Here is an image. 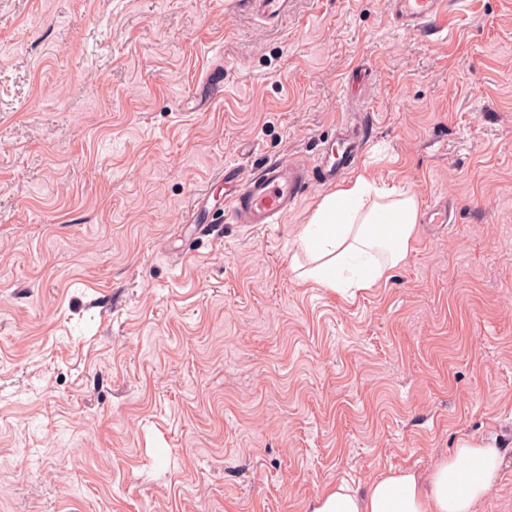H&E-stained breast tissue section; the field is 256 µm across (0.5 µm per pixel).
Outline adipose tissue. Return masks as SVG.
<instances>
[{
    "instance_id": "obj_1",
    "label": "adipose tissue",
    "mask_w": 512,
    "mask_h": 512,
    "mask_svg": "<svg viewBox=\"0 0 512 512\" xmlns=\"http://www.w3.org/2000/svg\"><path fill=\"white\" fill-rule=\"evenodd\" d=\"M418 202L408 193L357 177L325 195L298 232L299 250L314 262L305 277L343 290L375 286L409 251ZM505 466L502 449L476 438L460 439L429 471L389 469L366 487L346 482L317 496L310 512H478Z\"/></svg>"
}]
</instances>
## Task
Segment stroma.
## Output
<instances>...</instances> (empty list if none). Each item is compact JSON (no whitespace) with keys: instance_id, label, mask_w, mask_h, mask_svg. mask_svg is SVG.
<instances>
[{"instance_id":"35a3bbf8","label":"stroma","mask_w":512,"mask_h":512,"mask_svg":"<svg viewBox=\"0 0 512 512\" xmlns=\"http://www.w3.org/2000/svg\"><path fill=\"white\" fill-rule=\"evenodd\" d=\"M0 0V512H309L468 435L512 512V0ZM453 202L340 294L282 223L189 224L225 163L312 156ZM256 14L266 22L278 20L288 8L287 0H254ZM444 0H389L388 10L398 25L406 30L437 33Z\"/></svg>"}]
</instances>
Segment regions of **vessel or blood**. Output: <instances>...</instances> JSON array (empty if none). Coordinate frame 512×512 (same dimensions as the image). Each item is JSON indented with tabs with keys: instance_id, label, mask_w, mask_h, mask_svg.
Wrapping results in <instances>:
<instances>
[{
	"instance_id": "b4317fda",
	"label": "vessel or blood",
	"mask_w": 512,
	"mask_h": 512,
	"mask_svg": "<svg viewBox=\"0 0 512 512\" xmlns=\"http://www.w3.org/2000/svg\"><path fill=\"white\" fill-rule=\"evenodd\" d=\"M444 0H388V10L406 30L436 33ZM256 14L264 21L278 20L288 0H253ZM368 150V142L356 121L338 119L335 132L321 141L310 159L287 156L258 169L238 163L225 164L224 215L235 224H278L295 210L312 186L335 184L356 167Z\"/></svg>"
}]
</instances>
